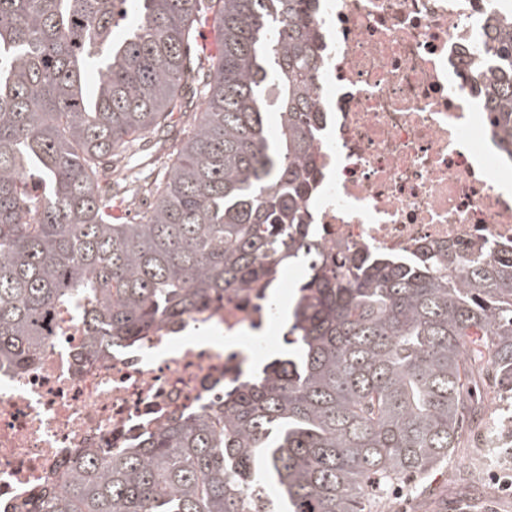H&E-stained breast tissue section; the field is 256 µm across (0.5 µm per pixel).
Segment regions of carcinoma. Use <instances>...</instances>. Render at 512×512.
<instances>
[{
  "mask_svg": "<svg viewBox=\"0 0 512 512\" xmlns=\"http://www.w3.org/2000/svg\"><path fill=\"white\" fill-rule=\"evenodd\" d=\"M311 3L217 0L205 101L189 112L203 0H0V369L28 371L54 312L82 324L92 359L226 291L304 270L294 352L216 410L74 457L39 492L40 512H371L375 479L429 471L477 421L483 355L512 393V252L339 263L304 222ZM484 48L495 62L485 108L512 153V7L488 20ZM147 139L170 149L164 178L147 208L116 215L115 199L143 189L140 172L125 166L111 187L101 173Z\"/></svg>",
  "mask_w": 512,
  "mask_h": 512,
  "instance_id": "carcinoma-1",
  "label": "carcinoma"
}]
</instances>
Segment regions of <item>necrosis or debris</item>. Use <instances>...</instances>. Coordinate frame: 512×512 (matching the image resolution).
Returning a JSON list of instances; mask_svg holds the SVG:
<instances>
[{
	"label": "necrosis or debris",
	"mask_w": 512,
	"mask_h": 512,
	"mask_svg": "<svg viewBox=\"0 0 512 512\" xmlns=\"http://www.w3.org/2000/svg\"><path fill=\"white\" fill-rule=\"evenodd\" d=\"M314 5L319 119L305 217L320 246L332 256L511 251L512 195L498 183L512 160L465 77L500 0ZM271 290L225 293L89 364L80 324L53 315L33 369L0 370V499L30 500L75 454L130 447L171 417L222 402L283 334Z\"/></svg>",
	"instance_id": "1"
}]
</instances>
